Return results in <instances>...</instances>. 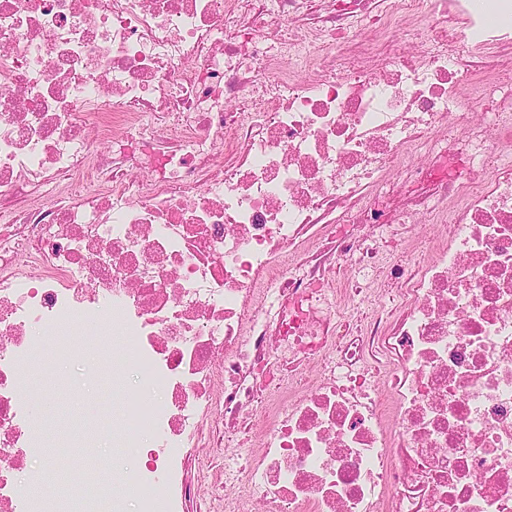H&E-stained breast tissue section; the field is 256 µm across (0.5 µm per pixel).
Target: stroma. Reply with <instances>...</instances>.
Instances as JSON below:
<instances>
[{"instance_id":"35a3bbf8","label":"stroma","mask_w":512,"mask_h":512,"mask_svg":"<svg viewBox=\"0 0 512 512\" xmlns=\"http://www.w3.org/2000/svg\"><path fill=\"white\" fill-rule=\"evenodd\" d=\"M81 361L49 365L45 375L36 377L27 402L30 421L42 427L46 441L32 463L49 465V481L33 488L20 477L23 494L38 490L54 508H61L64 491L71 479L86 475L108 485L138 463L136 451L122 447L116 435L126 413L125 396L142 395L153 401L161 388L146 386L136 373L120 382L102 371L95 343L85 345Z\"/></svg>"}]
</instances>
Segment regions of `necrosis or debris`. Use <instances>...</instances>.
Returning a JSON list of instances; mask_svg holds the SVG:
<instances>
[{"mask_svg":"<svg viewBox=\"0 0 512 512\" xmlns=\"http://www.w3.org/2000/svg\"><path fill=\"white\" fill-rule=\"evenodd\" d=\"M511 73L471 0H0V512L82 325L138 512H512Z\"/></svg>","mask_w":512,"mask_h":512,"instance_id":"necrosis-or-debris-1","label":"necrosis or debris"}]
</instances>
